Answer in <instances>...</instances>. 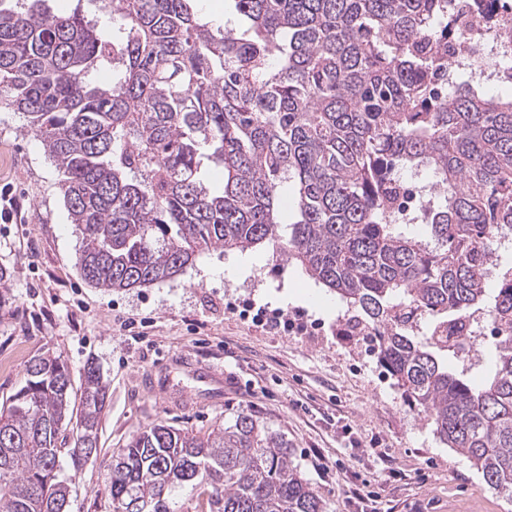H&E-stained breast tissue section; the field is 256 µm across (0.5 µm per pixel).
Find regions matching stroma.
I'll use <instances>...</instances> for the list:
<instances>
[{
  "mask_svg": "<svg viewBox=\"0 0 512 512\" xmlns=\"http://www.w3.org/2000/svg\"><path fill=\"white\" fill-rule=\"evenodd\" d=\"M59 179L27 117L1 108L0 185L14 187L24 221L0 222V404L45 352L68 364L73 396L89 363L106 387L96 454L61 462L68 512H113L112 454L145 427L204 434L242 412L283 436L325 512H360L361 487L378 512H512L407 403L372 343L344 335L346 305L299 265L270 246L210 250L170 282L91 287ZM256 306L293 328L261 326Z\"/></svg>",
  "mask_w": 512,
  "mask_h": 512,
  "instance_id": "obj_1",
  "label": "stroma"
}]
</instances>
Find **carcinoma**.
I'll return each mask as SVG.
<instances>
[{
  "instance_id": "cac0c4a2",
  "label": "carcinoma",
  "mask_w": 512,
  "mask_h": 512,
  "mask_svg": "<svg viewBox=\"0 0 512 512\" xmlns=\"http://www.w3.org/2000/svg\"><path fill=\"white\" fill-rule=\"evenodd\" d=\"M0 0V104L28 117L57 167L77 265L95 288L172 279L205 251L276 245L373 335L389 375L440 440L512 501V95L448 72V0H234L242 24L214 30L194 0H101L112 30L47 0ZM112 65V85L95 83ZM221 168L219 190L207 179ZM425 169V242L392 221L401 171ZM294 219L281 222L283 189ZM498 273L492 293L487 279ZM486 314L489 361L466 322ZM31 359L0 406V512H59L60 458L97 448L105 387ZM216 512H324L256 416L204 435L158 422L113 454L114 512L141 499L171 512L185 484Z\"/></svg>"
}]
</instances>
